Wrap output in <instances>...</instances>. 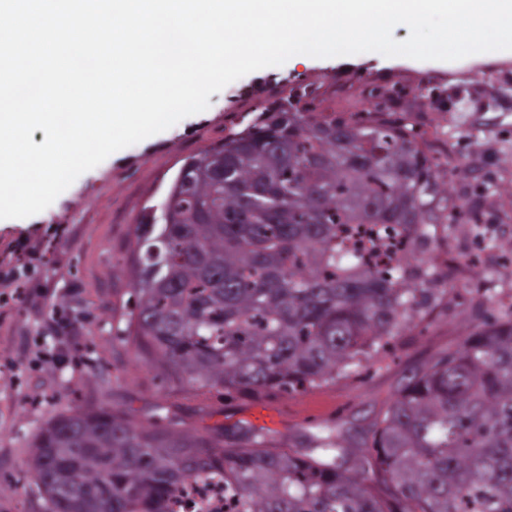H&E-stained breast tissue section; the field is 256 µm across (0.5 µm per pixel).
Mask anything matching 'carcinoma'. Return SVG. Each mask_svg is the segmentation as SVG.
Returning a JSON list of instances; mask_svg holds the SVG:
<instances>
[{
    "label": "carcinoma",
    "mask_w": 512,
    "mask_h": 512,
    "mask_svg": "<svg viewBox=\"0 0 512 512\" xmlns=\"http://www.w3.org/2000/svg\"><path fill=\"white\" fill-rule=\"evenodd\" d=\"M204 151L190 192L162 224L135 227V297L119 340L197 391L319 386L403 335L441 271L414 258L448 223V170L407 117L334 118L291 101L263 108ZM208 207L195 221L197 206ZM405 236L370 261L347 234ZM415 373L372 425L362 471L346 431L305 453L246 428L192 434L106 407L66 410L33 435L28 474L45 512H174L173 491L224 476L233 512H512V305Z\"/></svg>",
    "instance_id": "obj_1"
}]
</instances>
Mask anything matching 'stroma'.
<instances>
[{
	"instance_id": "obj_1",
	"label": "stroma",
	"mask_w": 512,
	"mask_h": 512,
	"mask_svg": "<svg viewBox=\"0 0 512 512\" xmlns=\"http://www.w3.org/2000/svg\"><path fill=\"white\" fill-rule=\"evenodd\" d=\"M429 96L411 103L410 92ZM342 117L408 116L449 173L457 216L432 255L448 271L387 356L354 375L288 394L199 393L150 367L115 339L134 304V230L160 206L193 156L244 129L260 107L285 100ZM512 299V56L458 61L387 58L375 52L294 56L228 84L205 111L119 150L80 175L44 211L0 221V512H43L25 463L36 430L68 408L102 405L142 424L239 431L269 429L271 445L298 451L324 427L350 430L356 467L371 424L413 373L455 350L490 314L483 300Z\"/></svg>"
}]
</instances>
